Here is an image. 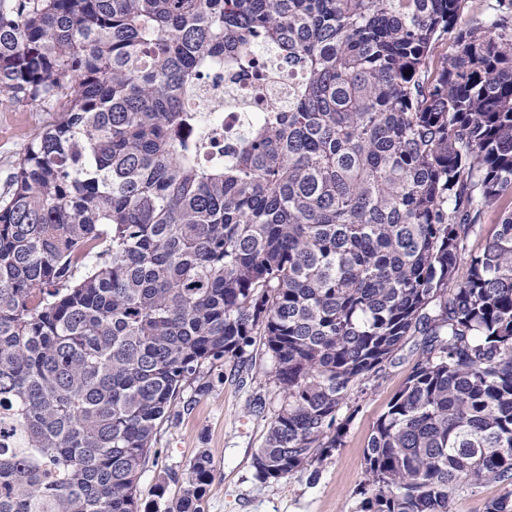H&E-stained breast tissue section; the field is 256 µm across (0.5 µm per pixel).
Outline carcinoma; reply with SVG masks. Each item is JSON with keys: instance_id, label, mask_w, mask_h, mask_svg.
Masks as SVG:
<instances>
[{"instance_id": "1", "label": "carcinoma", "mask_w": 512, "mask_h": 512, "mask_svg": "<svg viewBox=\"0 0 512 512\" xmlns=\"http://www.w3.org/2000/svg\"><path fill=\"white\" fill-rule=\"evenodd\" d=\"M496 2L466 22L469 0H0V96L56 113L0 197V512H140L157 422L258 334L283 394L259 480L341 447L355 386L419 335L364 450L363 512H450L463 482L511 487L485 512H512ZM250 45L298 81L206 162L184 97L226 61L261 72ZM211 478L203 452L168 512H203Z\"/></svg>"}]
</instances>
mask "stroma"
Masks as SVG:
<instances>
[{
    "label": "stroma",
    "instance_id": "1",
    "mask_svg": "<svg viewBox=\"0 0 512 512\" xmlns=\"http://www.w3.org/2000/svg\"><path fill=\"white\" fill-rule=\"evenodd\" d=\"M52 118L37 102H0V195L27 142ZM421 353L420 337H410L379 376L357 386L341 409L339 418L346 423L342 446L306 470L271 483L261 482L253 467L283 402L270 355L257 341L243 359L204 368L210 390L201 394L196 383L186 384L157 428L155 453L138 488L143 512H164L180 494V478L203 450L213 465L204 512H360L368 438Z\"/></svg>",
    "mask_w": 512,
    "mask_h": 512
}]
</instances>
